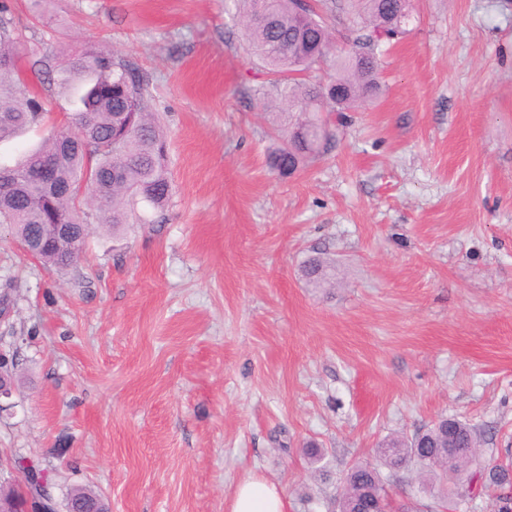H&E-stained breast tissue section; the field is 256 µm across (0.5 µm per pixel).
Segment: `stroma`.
<instances>
[{
  "mask_svg": "<svg viewBox=\"0 0 512 512\" xmlns=\"http://www.w3.org/2000/svg\"><path fill=\"white\" fill-rule=\"evenodd\" d=\"M1 4L52 125L63 55L139 67L173 184L155 223L91 222L62 273L0 225L1 462L38 461L60 506L83 486L110 512H226L256 474L324 512L311 444L337 476L456 416L512 458V0H412L379 94L289 177L231 0Z\"/></svg>",
  "mask_w": 512,
  "mask_h": 512,
  "instance_id": "obj_1",
  "label": "stroma"
}]
</instances>
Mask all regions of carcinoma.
Masks as SVG:
<instances>
[{
  "instance_id": "cac0c4a2",
  "label": "carcinoma",
  "mask_w": 512,
  "mask_h": 512,
  "mask_svg": "<svg viewBox=\"0 0 512 512\" xmlns=\"http://www.w3.org/2000/svg\"><path fill=\"white\" fill-rule=\"evenodd\" d=\"M232 2L236 13L247 19L249 50L271 74L267 96L278 101L286 115L278 127L281 145L267 156L268 167L286 177L288 163L298 170L327 145L329 135L319 113L354 111L377 95V56L405 17L392 9L391 0H318L355 35V49L336 56L338 96L300 78L320 65L332 48L319 9L304 7L297 0ZM60 85L76 93L69 124L51 132L40 148L10 168L17 174L51 165L57 183L66 190L49 194L40 183L28 180L9 192L0 191V224L10 226L16 241L48 233L61 219L77 222L79 233L86 235L90 213L82 204L87 196L95 218L112 227L115 235L128 224L147 223V218L136 214L140 205L163 212L172 195L169 142L150 112L136 64L90 45L66 59ZM44 112L43 101L27 86L17 66L14 19L0 10V141L39 123ZM36 257L63 272L80 255L68 259L47 249ZM322 268L323 261H308L305 278L315 286L323 285ZM481 441V431L455 417H442L410 438L389 436L375 448L388 476L376 466L356 463L339 479V506L347 512L390 507V478L416 467L436 478L421 483V489L439 487L435 498L445 509L451 506L455 485L477 478L495 512H512V503L506 504L504 497L506 490H512V461L484 459ZM14 467L36 480H48L45 469L24 457L15 459Z\"/></svg>"
}]
</instances>
